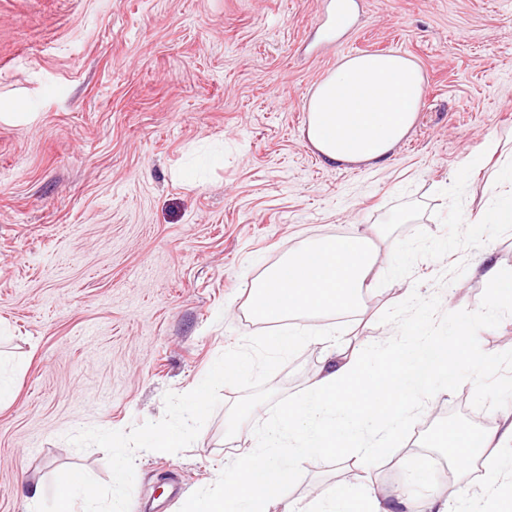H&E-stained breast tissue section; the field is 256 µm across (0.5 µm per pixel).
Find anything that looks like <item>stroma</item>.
<instances>
[{
    "label": "stroma",
    "mask_w": 512,
    "mask_h": 512,
    "mask_svg": "<svg viewBox=\"0 0 512 512\" xmlns=\"http://www.w3.org/2000/svg\"><path fill=\"white\" fill-rule=\"evenodd\" d=\"M328 39L321 0H0V512H29L79 468L110 482L88 427L130 431L165 413L217 358L266 322L248 313L264 271L315 242L375 234L377 291L362 309L301 318L343 327L278 369L305 390L339 346L398 345L397 326L466 332L495 356L455 367L408 423L350 470L312 457L269 512L345 486L411 487L425 442L512 421V312L476 253L512 274V223L475 239L512 170V0H352ZM400 52L424 94L381 164L329 163L307 139L309 99L345 56ZM226 386L197 439L140 451L130 512H183L217 491L269 415L234 436ZM491 252L478 255L474 270L487 284L494 302L512 310V279L505 278L498 265L490 260Z\"/></svg>",
    "instance_id": "35a3bbf8"
}]
</instances>
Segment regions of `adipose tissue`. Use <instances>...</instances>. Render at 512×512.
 <instances>
[{"mask_svg":"<svg viewBox=\"0 0 512 512\" xmlns=\"http://www.w3.org/2000/svg\"><path fill=\"white\" fill-rule=\"evenodd\" d=\"M422 93L420 68L401 53L344 57L310 97L307 137L329 162L385 161L413 125ZM377 263V248L363 235L308 247L255 281L250 310L266 320H284L361 309L375 289ZM441 348L425 337L407 336L384 351L380 367L355 349L327 360L305 394L270 415L255 446L220 475L222 491L193 500L187 512H268L289 471L308 456L344 448L351 464L361 463L405 427L410 401L447 387L448 370L436 367ZM476 439L482 497L464 501L457 511L434 492L426 512H512V490L504 488L512 476V422ZM396 504L415 512L405 492L390 499L372 488L358 496L337 491L307 512H393Z\"/></svg>","mask_w":512,"mask_h":512,"instance_id":"ef3b65f1","label":"adipose tissue"}]
</instances>
